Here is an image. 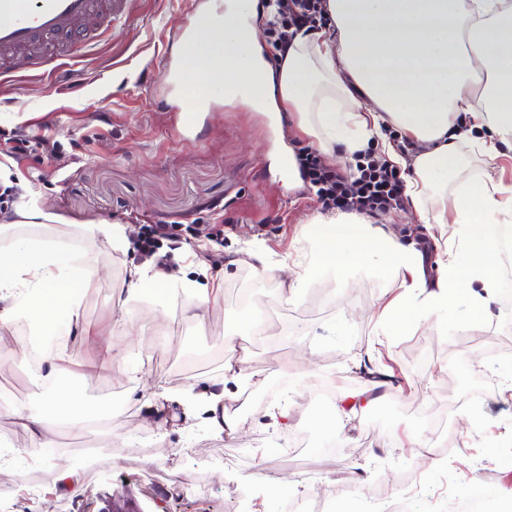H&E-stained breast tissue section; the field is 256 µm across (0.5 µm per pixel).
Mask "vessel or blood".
I'll return each instance as SVG.
<instances>
[{"label": "vessel or blood", "mask_w": 512, "mask_h": 512, "mask_svg": "<svg viewBox=\"0 0 512 512\" xmlns=\"http://www.w3.org/2000/svg\"><path fill=\"white\" fill-rule=\"evenodd\" d=\"M129 13L130 0H0V79L13 76L21 57L34 71H54ZM90 16L97 17V27L81 28Z\"/></svg>", "instance_id": "b4317fda"}]
</instances>
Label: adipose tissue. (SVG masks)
<instances>
[{
	"label": "adipose tissue",
	"instance_id": "ef3b65f1",
	"mask_svg": "<svg viewBox=\"0 0 512 512\" xmlns=\"http://www.w3.org/2000/svg\"><path fill=\"white\" fill-rule=\"evenodd\" d=\"M257 0H204L175 51L178 84L198 93L193 108L209 111L208 88L224 87V99L256 112H286L313 135L320 149H364L382 125L408 133L421 151L406 177V192L423 223H452L442 275L424 277L422 257L354 213L315 214L310 234L316 251L295 271L290 290L313 276L370 266L402 272L401 293L381 303L377 325L401 332L434 315L465 305L463 324L481 321L506 288L501 252L512 248V200L494 178L463 179L458 141L472 138L480 155L495 161L500 145L512 146V0H326L332 31L300 33L279 62H268L253 24ZM363 102H356L355 92ZM458 182L450 208L428 211L427 193ZM124 224H84L81 250L67 247L64 231L18 237L0 225V331L57 336L34 381L42 401L0 398V416L12 418L32 441L51 445L58 417L80 418L85 402L64 384L77 363L69 340L83 319V302L97 274L98 240L117 249L128 244ZM188 411L216 434L238 428L223 393H185Z\"/></svg>",
	"mask_w": 512,
	"mask_h": 512
}]
</instances>
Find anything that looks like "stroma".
Wrapping results in <instances>:
<instances>
[{
    "label": "stroma",
    "mask_w": 512,
    "mask_h": 512,
    "mask_svg": "<svg viewBox=\"0 0 512 512\" xmlns=\"http://www.w3.org/2000/svg\"><path fill=\"white\" fill-rule=\"evenodd\" d=\"M203 0H132L130 20L53 74L16 63L0 83V148L13 133L31 141L20 161L0 160V192L11 189L12 209L39 206L68 223V244L81 247L83 223L128 226L130 246H98L99 272L83 304L84 322L104 328L70 340L82 367L70 385L107 419L105 427L54 429L53 459L11 419L0 418V448L23 449L28 479L53 485L58 471L76 466L78 448H103L106 457L79 467L82 479L66 493L31 496L26 481L0 489V512H278L285 503L337 491L346 481L371 485L380 499L359 512H385L393 494L412 512L439 508L438 496L464 494L471 477L493 474L512 486V395L501 389L512 367V303L491 304L484 320L460 327L430 320L396 336L375 333L383 297L401 291L403 276L377 268L323 274L289 290L280 267L308 261V222L320 206L301 175L280 158L316 150L288 116L274 118L234 103L197 114L180 134L195 87L168 81L171 46ZM373 225L423 248L428 277L441 273L440 225L422 223L411 201L378 213ZM144 224H168L177 247L171 272L160 274L135 241ZM219 234L224 259L209 274L224 277V292L203 323L186 320L190 299L178 278L200 260L198 239ZM261 248L270 271L258 276L240 256ZM143 266L157 290L131 303L126 330L110 331L128 270ZM253 331L245 363H232L229 345L241 326ZM113 345L142 361L139 380L98 366ZM398 364L384 380L382 358ZM260 373V389L246 378ZM223 381L225 405L240 420L235 434L216 435L188 416L179 395L196 381ZM482 390L469 430L454 403ZM367 391L372 404L342 416V396ZM36 401L40 390L26 363L0 355V396ZM288 412V432L269 425L267 411ZM444 438L428 458L416 441L430 422ZM335 428V455L322 451ZM264 449L256 458L255 449ZM237 484V496L228 487Z\"/></svg>",
    "instance_id": "35a3bbf8"
}]
</instances>
